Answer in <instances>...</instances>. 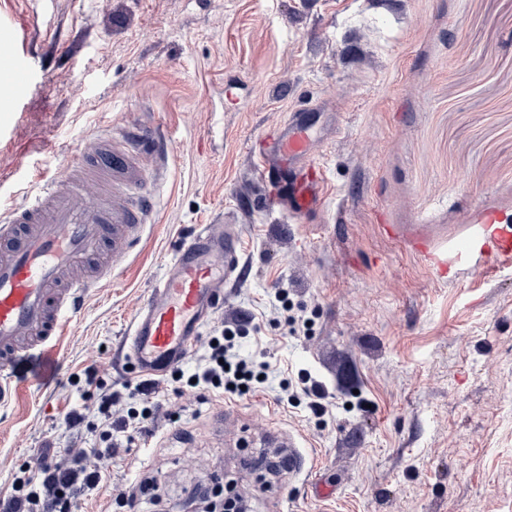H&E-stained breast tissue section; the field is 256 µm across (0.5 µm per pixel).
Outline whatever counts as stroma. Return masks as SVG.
<instances>
[{"label":"stroma","mask_w":512,"mask_h":512,"mask_svg":"<svg viewBox=\"0 0 512 512\" xmlns=\"http://www.w3.org/2000/svg\"><path fill=\"white\" fill-rule=\"evenodd\" d=\"M0 23L32 64L24 91L0 80L1 203L105 127L149 121L171 145L141 246L85 303L58 375L25 416L0 407L1 502L37 456L98 446L100 395L140 382L119 349L147 289L196 225L235 224L223 315L267 388L159 377L167 417L113 428L108 478L72 512H198L202 487L248 512H512V260L455 258L484 210L512 219V0H0ZM314 104L323 204L292 217L264 205L248 143ZM283 290L297 327L273 312ZM300 373L326 387L322 416L283 404ZM274 431L302 446L297 478Z\"/></svg>","instance_id":"stroma-1"}]
</instances>
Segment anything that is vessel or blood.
Returning <instances> with one entry per match:
<instances>
[{
  "mask_svg": "<svg viewBox=\"0 0 512 512\" xmlns=\"http://www.w3.org/2000/svg\"><path fill=\"white\" fill-rule=\"evenodd\" d=\"M11 42V30L0 27V78L22 89L30 70L11 55ZM317 141L302 108L289 112L282 135L257 139L251 154L266 176L267 204L286 198L292 215L319 206L325 176ZM168 151L157 126L134 120L96 137L58 177L29 173L30 197L0 221V404L18 395L16 364L32 362L33 379L49 376L59 337L139 244L154 216L157 166ZM476 251L511 259L512 225L486 213L457 255ZM241 261L240 235L232 224L199 225L180 244L166 273L148 288L121 346L133 374L163 375L192 353L223 309L224 285L238 275Z\"/></svg>",
  "mask_w": 512,
  "mask_h": 512,
  "instance_id": "b4317fda",
  "label": "vessel or blood"
}]
</instances>
